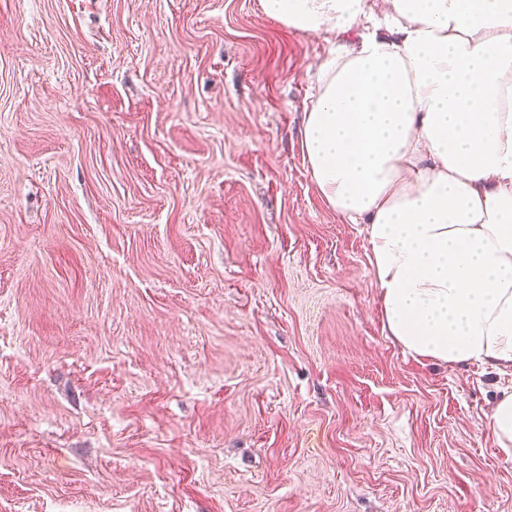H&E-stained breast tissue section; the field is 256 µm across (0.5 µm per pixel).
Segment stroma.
<instances>
[{"label":"stroma","mask_w":512,"mask_h":512,"mask_svg":"<svg viewBox=\"0 0 512 512\" xmlns=\"http://www.w3.org/2000/svg\"><path fill=\"white\" fill-rule=\"evenodd\" d=\"M260 0H0V512H512V370L388 336ZM489 426L498 448L512 455V390H504L490 415Z\"/></svg>","instance_id":"1"}]
</instances>
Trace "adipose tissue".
Masks as SVG:
<instances>
[{"mask_svg":"<svg viewBox=\"0 0 512 512\" xmlns=\"http://www.w3.org/2000/svg\"><path fill=\"white\" fill-rule=\"evenodd\" d=\"M261 6L336 40L304 160L366 227L390 336L422 358L512 369V0Z\"/></svg>","mask_w":512,"mask_h":512,"instance_id":"adipose-tissue-1","label":"adipose tissue"}]
</instances>
